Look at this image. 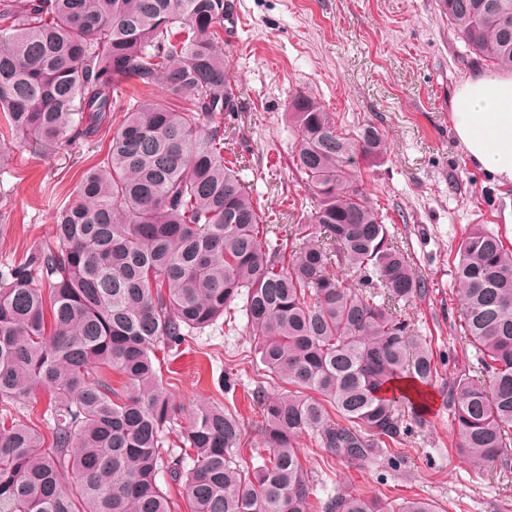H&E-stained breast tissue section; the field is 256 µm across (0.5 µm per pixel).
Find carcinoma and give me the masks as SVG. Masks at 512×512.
Segmentation results:
<instances>
[{
    "label": "carcinoma",
    "instance_id": "carcinoma-1",
    "mask_svg": "<svg viewBox=\"0 0 512 512\" xmlns=\"http://www.w3.org/2000/svg\"><path fill=\"white\" fill-rule=\"evenodd\" d=\"M439 8L485 66L512 68V0ZM236 9L0 0V136L42 153L113 130L54 212L56 243L0 271V512H172L161 474L189 512H438L426 498L316 496L300 435L330 460L372 467L411 430L416 405L383 389L436 378L431 342L403 315L427 285L355 186L357 158L382 154L384 135L372 124L343 131L300 92L288 120L306 219L286 236L265 223L224 159V128L241 113L223 49ZM456 257L462 332L479 359L453 384L457 451L476 468L506 466L512 246L475 224ZM240 316L264 372L286 387L256 392L268 454L254 463L237 456L239 416L224 403L176 404L159 359L208 328L235 331ZM38 384L50 392L49 444L12 412Z\"/></svg>",
    "mask_w": 512,
    "mask_h": 512
}]
</instances>
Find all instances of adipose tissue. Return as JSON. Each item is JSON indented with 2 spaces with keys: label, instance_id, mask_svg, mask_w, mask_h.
<instances>
[{
  "label": "adipose tissue",
  "instance_id": "ef3b65f1",
  "mask_svg": "<svg viewBox=\"0 0 512 512\" xmlns=\"http://www.w3.org/2000/svg\"><path fill=\"white\" fill-rule=\"evenodd\" d=\"M453 130L472 164L512 184V75L467 77L450 100Z\"/></svg>",
  "mask_w": 512,
  "mask_h": 512
}]
</instances>
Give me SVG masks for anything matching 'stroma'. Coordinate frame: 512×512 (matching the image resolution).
<instances>
[{
    "instance_id": "35a3bbf8",
    "label": "stroma",
    "mask_w": 512,
    "mask_h": 512,
    "mask_svg": "<svg viewBox=\"0 0 512 512\" xmlns=\"http://www.w3.org/2000/svg\"><path fill=\"white\" fill-rule=\"evenodd\" d=\"M239 80L242 118L225 133L224 155L236 160L263 211L285 234L298 223L295 201L308 189L293 167L295 138L288 106L296 93L314 97L343 129L378 127L382 155L359 160L358 187L387 217L392 242L410 257L428 285L407 309L415 333L431 339L438 376L425 387L427 408L392 449L390 462L364 468L327 460L310 436L298 439L322 494L378 496L401 502L426 497L441 512H512V469L482 470L456 452L449 389L473 372L474 349L460 330L453 279L457 246L481 224L512 244V185L479 172L457 143L450 97L482 70L442 18L437 0H237L224 36ZM111 131L66 150L36 153L16 139L0 142V267L24 261L54 240L53 214L72 197L83 171L108 148ZM250 346L245 325L206 331L185 343L171 362L169 391L185 406L229 400L241 417L239 455L264 450L261 418L252 401L278 389L242 363ZM238 366L237 385L224 397L218 377Z\"/></svg>"
}]
</instances>
